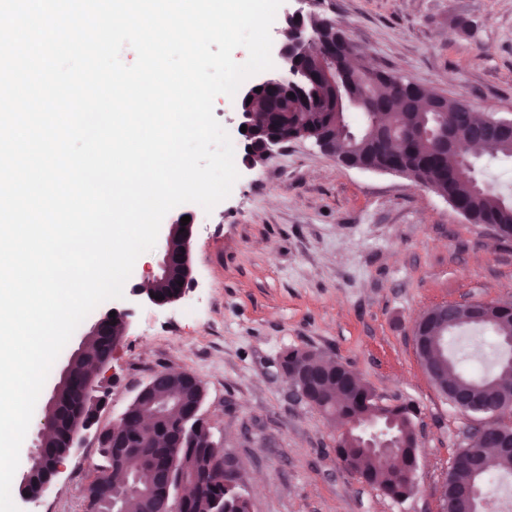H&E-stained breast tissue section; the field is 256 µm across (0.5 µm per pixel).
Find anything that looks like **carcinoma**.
<instances>
[{"instance_id": "cac0c4a2", "label": "carcinoma", "mask_w": 512, "mask_h": 512, "mask_svg": "<svg viewBox=\"0 0 512 512\" xmlns=\"http://www.w3.org/2000/svg\"><path fill=\"white\" fill-rule=\"evenodd\" d=\"M375 72L376 69L364 65L361 71L347 74L345 84L337 93L322 84L310 82L303 90L292 88L271 99L260 98L256 103L269 112V118L288 137L301 131L315 135L334 123L341 125L336 130V154L347 155L358 162L368 161L378 167L385 166L392 158L395 145L390 138L409 139L417 183L438 186L469 209L472 223L496 224L503 236L512 237V198L507 196V190L484 187L476 177V168L464 166L458 154L440 150L439 144L428 137L420 134L412 136V133L430 128L444 119L454 122L461 135H467L466 123L471 105L464 100L442 95L439 97L442 105L440 112L435 111L433 99L427 96L422 97L418 105L408 107L403 102V90L409 79L403 75H391V87L375 111L353 106L352 102L370 87ZM352 112L360 114L358 127L354 130L349 121ZM483 327L500 338L512 336V308L492 309L490 320ZM124 330V322L115 317L112 319V335L88 337L81 355L74 360L75 377L85 381L95 371L91 363L109 361L112 341L122 339ZM284 362L299 373H325L326 385L314 389L312 398L314 406L326 416L342 417L348 423L361 424L379 417L384 422H391L395 434L402 439L398 452L403 465L408 466L413 462L417 446L412 435L415 413L411 408L378 404L374 393L361 378L347 375L341 363L327 360L318 352L293 348L284 355ZM443 365L453 384L469 389L480 400L499 396L505 390L500 383L501 376L512 372L509 365L501 363L498 374L492 377L468 373L452 356L445 359ZM57 391V428L41 441L46 455L51 458L67 454V437L92 415L90 399L80 395L73 384L63 382L58 385ZM183 396V380L178 375L167 383L164 394H153L139 403L136 416L148 423L155 419L160 405L165 404L171 409ZM125 438L132 442L137 452L128 456L123 470L113 474L114 504H101L97 512H141L134 481L137 478L145 479L148 460L161 453L162 449L133 438L130 429L125 432ZM465 451L483 458L484 471L475 477L463 467L449 469L445 482L450 494L460 485L478 483L498 471V463L487 455L483 443H468ZM171 454L182 473L196 477L190 512H213V503L217 498L224 499V512H250L249 501L224 484V474L212 467V450L208 448L203 435H197L195 445L173 448ZM336 455L353 459L359 478L378 486L393 499L406 498L415 490V485L401 481L380 459L360 447L354 437L342 440L341 446L336 448Z\"/></svg>"}]
</instances>
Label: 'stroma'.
<instances>
[{"label": "stroma", "instance_id": "1", "mask_svg": "<svg viewBox=\"0 0 512 512\" xmlns=\"http://www.w3.org/2000/svg\"><path fill=\"white\" fill-rule=\"evenodd\" d=\"M306 9L339 24L367 65L512 115V0H311ZM245 144L233 142L240 177L230 195L192 226L185 295L157 305L138 294L162 249L142 254L123 298L98 305L53 364L21 455L82 336L125 309L96 427L118 419L157 373L189 372L204 385L201 413L215 439L242 464L251 512H436L469 423L426 376L412 331L440 303H512V238L408 178L341 167L312 141L286 142L256 163ZM294 347L342 362L383 404L417 410L411 496H385L337 458L338 427L279 375ZM99 462L94 429L79 431L43 496L14 503L19 512H85L83 489Z\"/></svg>", "mask_w": 512, "mask_h": 512}]
</instances>
